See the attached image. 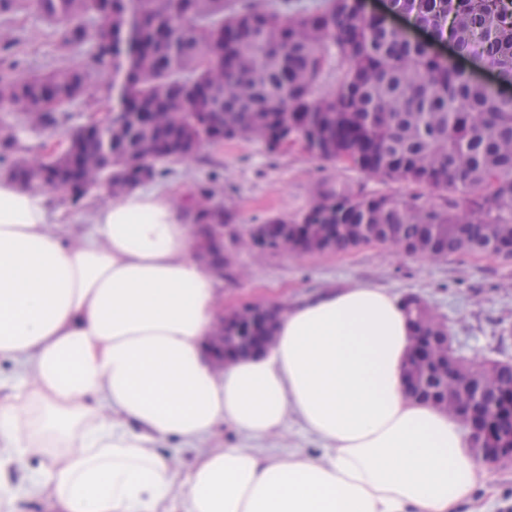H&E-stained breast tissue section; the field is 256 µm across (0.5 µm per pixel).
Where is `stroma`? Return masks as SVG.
Here are the masks:
<instances>
[{
    "instance_id": "1",
    "label": "stroma",
    "mask_w": 512,
    "mask_h": 512,
    "mask_svg": "<svg viewBox=\"0 0 512 512\" xmlns=\"http://www.w3.org/2000/svg\"><path fill=\"white\" fill-rule=\"evenodd\" d=\"M23 71L48 68L56 50L49 26L37 14L23 20ZM160 184L182 197L192 183L218 181L219 202L233 208L239 223L257 224L276 213L304 210L324 182L358 184L369 193L414 194L413 186L384 182L341 162H326L294 149L272 155L256 140L202 147L190 161L175 163ZM235 276L224 283V306L244 302L293 304L328 288L371 284L397 295L416 294L446 318L463 355L512 358V263L486 256L428 260L394 246L373 244L321 256H272L239 246ZM495 497L477 491L460 512H512V467L489 466Z\"/></svg>"
}]
</instances>
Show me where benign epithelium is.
<instances>
[{"label": "benign epithelium", "mask_w": 512, "mask_h": 512, "mask_svg": "<svg viewBox=\"0 0 512 512\" xmlns=\"http://www.w3.org/2000/svg\"><path fill=\"white\" fill-rule=\"evenodd\" d=\"M98 172L97 168L78 163L70 184L108 188L97 181ZM196 233L224 247V225H203ZM282 310L279 304L249 303L226 311L208 339L216 365L222 367L241 356L269 348L274 341L273 325ZM446 341V336L414 337L406 367L410 374L407 392L418 395L431 386L442 406L453 405L456 418L469 428L476 457L488 464L511 466L512 441L505 445H486L484 441L497 433L512 437V387L496 393L492 403H487L486 391L461 381L456 365L448 363V355L438 352V345Z\"/></svg>", "instance_id": "1"}]
</instances>
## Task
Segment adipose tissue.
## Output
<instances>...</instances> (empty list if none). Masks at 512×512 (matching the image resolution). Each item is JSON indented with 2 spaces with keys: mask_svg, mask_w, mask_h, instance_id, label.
<instances>
[{
  "mask_svg": "<svg viewBox=\"0 0 512 512\" xmlns=\"http://www.w3.org/2000/svg\"><path fill=\"white\" fill-rule=\"evenodd\" d=\"M70 242L47 195L0 178V502L59 512H458L489 473L468 431L406 392L399 297L358 284L280 313L266 352L213 367L224 283L161 189L91 206ZM309 449L265 442L289 421ZM222 424L244 439L208 442ZM193 453L186 471L167 440ZM43 461L24 487L7 470Z\"/></svg>",
  "mask_w": 512,
  "mask_h": 512,
  "instance_id": "1",
  "label": "adipose tissue"
}]
</instances>
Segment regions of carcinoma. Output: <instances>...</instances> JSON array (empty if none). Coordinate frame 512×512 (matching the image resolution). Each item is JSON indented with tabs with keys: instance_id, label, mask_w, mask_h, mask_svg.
Instances as JSON below:
<instances>
[{
	"instance_id": "cac0c4a2",
	"label": "carcinoma",
	"mask_w": 512,
	"mask_h": 512,
	"mask_svg": "<svg viewBox=\"0 0 512 512\" xmlns=\"http://www.w3.org/2000/svg\"><path fill=\"white\" fill-rule=\"evenodd\" d=\"M36 9L54 31L62 60L21 73L19 18ZM406 15L459 57L480 60L496 82L474 79L410 39L388 16ZM0 103L37 108L42 129L61 130L58 151L28 156L40 130L0 122V164L19 185L60 190L73 159L104 166L122 191L169 174L185 159L166 151L186 141L195 154L221 141L257 140L271 154L301 147L382 181L436 193L370 194L360 185H324L298 213L237 226L215 201L213 184L190 189L196 224H222L229 245L269 231L307 236V255L388 244L429 260L471 254L512 262V0H323L312 11L293 0L268 9L257 0H0ZM86 49L88 62L67 55ZM336 68L334 90L321 89ZM112 99V124L71 126L70 105L88 91ZM178 113L150 125L143 113ZM412 325L446 335L437 314L404 297ZM512 382V360L487 359L474 378Z\"/></svg>"
}]
</instances>
